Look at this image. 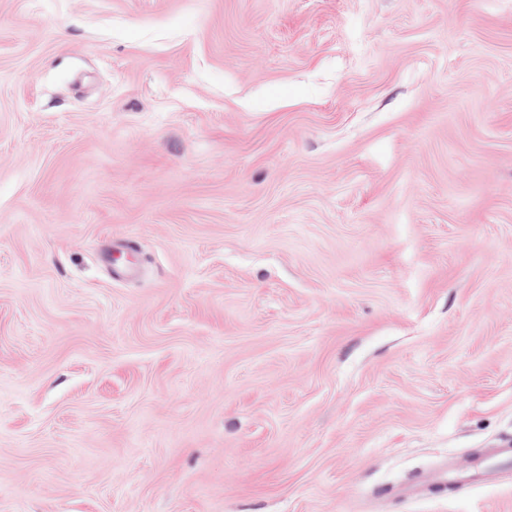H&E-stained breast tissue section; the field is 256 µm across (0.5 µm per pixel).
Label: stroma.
I'll return each mask as SVG.
<instances>
[{
	"mask_svg": "<svg viewBox=\"0 0 512 512\" xmlns=\"http://www.w3.org/2000/svg\"><path fill=\"white\" fill-rule=\"evenodd\" d=\"M508 437L512 0H0V512H512Z\"/></svg>",
	"mask_w": 512,
	"mask_h": 512,
	"instance_id": "1",
	"label": "stroma"
}]
</instances>
